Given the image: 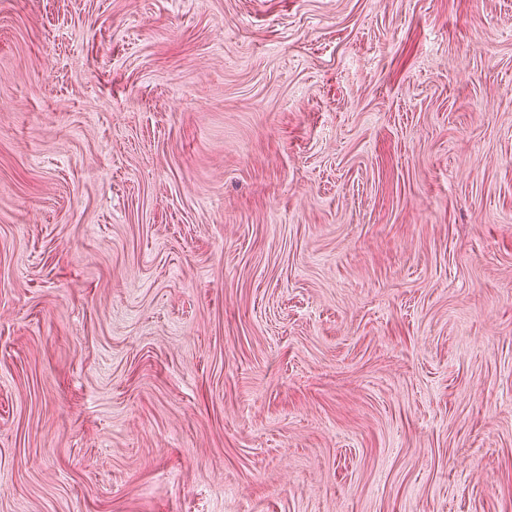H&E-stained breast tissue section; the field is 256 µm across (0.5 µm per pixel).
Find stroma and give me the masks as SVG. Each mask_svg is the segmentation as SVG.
I'll return each mask as SVG.
<instances>
[{"label":"stroma","mask_w":512,"mask_h":512,"mask_svg":"<svg viewBox=\"0 0 512 512\" xmlns=\"http://www.w3.org/2000/svg\"><path fill=\"white\" fill-rule=\"evenodd\" d=\"M0 512H512V0H0Z\"/></svg>","instance_id":"stroma-1"}]
</instances>
